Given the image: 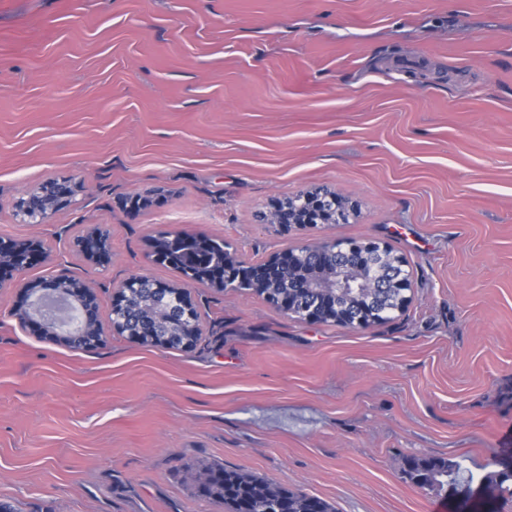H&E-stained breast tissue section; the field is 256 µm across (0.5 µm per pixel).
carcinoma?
I'll use <instances>...</instances> for the list:
<instances>
[{"label":"carcinoma","mask_w":512,"mask_h":512,"mask_svg":"<svg viewBox=\"0 0 512 512\" xmlns=\"http://www.w3.org/2000/svg\"><path fill=\"white\" fill-rule=\"evenodd\" d=\"M168 264L177 269H184L187 253L181 249L171 248V242H159ZM336 304L343 311L352 313L364 307L387 306V299L371 294L347 292L338 297ZM130 305L137 311V317L144 333L164 328L159 321V313L168 306L163 292L149 288L132 291ZM402 472L416 486L432 491H443L454 486L461 492L471 487L474 477L463 476L462 463L452 459L410 456L403 459ZM481 483L494 488L501 495L512 497V456L500 463V469L485 475ZM281 499L280 512H334L330 503L313 495L279 487L278 492L271 491L269 480L252 475H245L235 470H224V480L211 485L205 499L221 504L229 512H268L273 498Z\"/></svg>","instance_id":"1"}]
</instances>
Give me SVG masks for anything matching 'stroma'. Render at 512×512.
I'll return each instance as SVG.
<instances>
[{
	"label": "stroma",
	"instance_id": "1",
	"mask_svg": "<svg viewBox=\"0 0 512 512\" xmlns=\"http://www.w3.org/2000/svg\"><path fill=\"white\" fill-rule=\"evenodd\" d=\"M69 178L43 224L16 205ZM330 188L358 202L300 230L260 216ZM151 194L131 212L127 199ZM111 232L90 265L83 225ZM163 230L244 264L339 238L390 248L404 311L366 329L193 289L200 335L112 332L120 284L180 281ZM37 237L28 278L92 282L102 344L35 336L0 288V502L15 512H225L221 465L337 512H512L414 486L403 457L475 477L512 449V0H0V236Z\"/></svg>",
	"mask_w": 512,
	"mask_h": 512
}]
</instances>
